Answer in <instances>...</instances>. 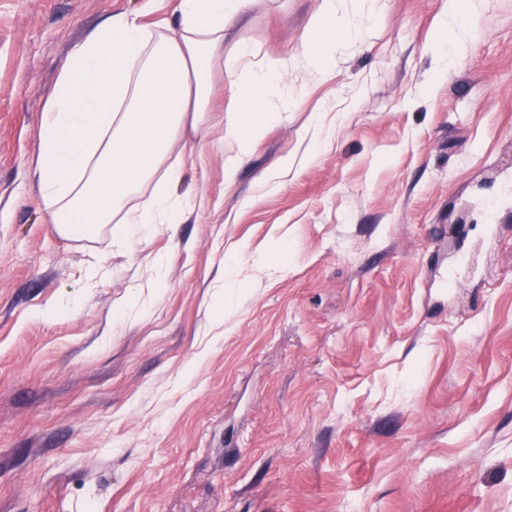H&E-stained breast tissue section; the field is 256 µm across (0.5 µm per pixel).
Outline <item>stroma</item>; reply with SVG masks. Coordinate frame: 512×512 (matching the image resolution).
<instances>
[{
  "label": "stroma",
  "instance_id": "35a3bbf8",
  "mask_svg": "<svg viewBox=\"0 0 512 512\" xmlns=\"http://www.w3.org/2000/svg\"><path fill=\"white\" fill-rule=\"evenodd\" d=\"M178 0H0V512H512V0H246L182 223L59 234L30 176L72 47ZM291 65L232 182L226 58ZM163 267H155L156 256ZM321 9L309 20L303 40L307 60L315 63L318 74L325 72L324 49L336 35L349 36L352 33L346 20L338 14L337 0H323ZM443 37L434 45V51L444 69H448V57H450L455 39L456 9L455 0H448V9L440 20Z\"/></svg>",
  "mask_w": 512,
  "mask_h": 512
}]
</instances>
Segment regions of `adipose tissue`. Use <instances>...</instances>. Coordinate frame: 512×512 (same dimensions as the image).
Returning a JSON list of instances; mask_svg holds the SVG:
<instances>
[{"label": "adipose tissue", "instance_id": "1", "mask_svg": "<svg viewBox=\"0 0 512 512\" xmlns=\"http://www.w3.org/2000/svg\"><path fill=\"white\" fill-rule=\"evenodd\" d=\"M337 0H323L303 40L307 60L352 30ZM242 0H179L173 24L151 28L136 16L109 18L71 50L37 133L32 176L60 232L95 238L109 223L127 241L151 224L181 223L190 207L179 194L182 161L170 156L189 120L208 111L212 71ZM287 60L249 73L224 136L238 146L224 163L233 178L243 158L281 119L272 108L288 77Z\"/></svg>", "mask_w": 512, "mask_h": 512}]
</instances>
